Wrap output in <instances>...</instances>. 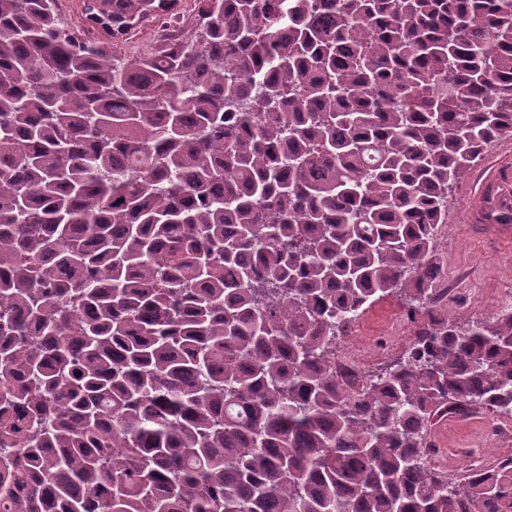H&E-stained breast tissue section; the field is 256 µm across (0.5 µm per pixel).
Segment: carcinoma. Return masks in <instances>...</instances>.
Segmentation results:
<instances>
[{"mask_svg": "<svg viewBox=\"0 0 512 512\" xmlns=\"http://www.w3.org/2000/svg\"><path fill=\"white\" fill-rule=\"evenodd\" d=\"M511 137L512 0H197L131 59L0 0V512H512V457L423 455L512 418V307L458 322L434 254ZM413 326L407 319L405 301L399 295H391L376 304L360 321L354 330L353 336L336 344V351L345 348L355 342L359 336H364V343L369 345L374 338L376 346L380 345L379 339L386 336L389 343L396 344L401 336H388L392 328L398 327L408 340L413 334ZM374 336V337H373ZM495 422L484 414H473L467 417L452 416L438 422L433 428L439 448L430 443L423 448L429 459L443 455L441 448L448 449L447 458L439 459L436 465L449 478H457L469 470L478 448L476 437L484 430L491 428ZM488 441H500L512 437V419L504 420L491 428L486 434ZM482 463L475 461L471 467L474 475L481 473Z\"/></svg>", "mask_w": 512, "mask_h": 512, "instance_id": "cac0c4a2", "label": "carcinoma"}]
</instances>
